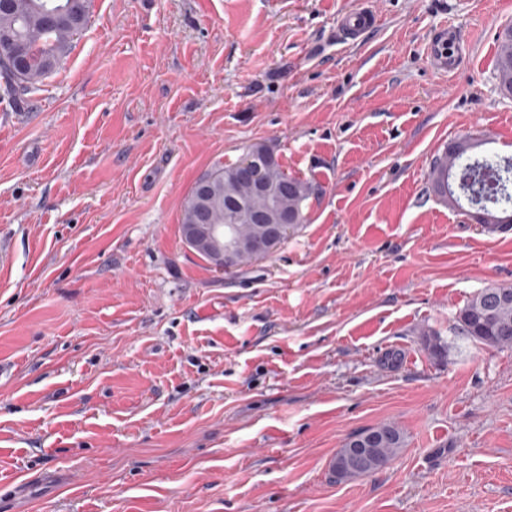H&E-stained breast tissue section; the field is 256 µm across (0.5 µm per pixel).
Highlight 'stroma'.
I'll use <instances>...</instances> for the list:
<instances>
[{
	"label": "stroma",
	"mask_w": 512,
	"mask_h": 512,
	"mask_svg": "<svg viewBox=\"0 0 512 512\" xmlns=\"http://www.w3.org/2000/svg\"><path fill=\"white\" fill-rule=\"evenodd\" d=\"M363 3L94 0L62 68L0 102V512H512V350L457 330L512 285V230L429 189L450 139L512 156V0H374L342 41ZM450 23L448 75L425 45ZM255 146L321 192L218 272L183 203ZM386 422L405 448L333 477ZM377 15L372 2H365V6L347 12L340 21L339 31L347 41H355L360 35L375 27ZM495 76L500 91L512 96V27H507L499 37ZM364 435H370L373 438L363 439L350 444L354 439L362 438ZM375 448L371 461L360 465L346 457L345 449L350 448L351 454L363 461L368 457L370 445ZM405 446V437L401 429L395 424H381L375 427L367 428L356 433L348 442H346L334 455L330 463L333 473L337 479H351L360 476H367L384 468L393 460Z\"/></svg>",
	"instance_id": "1"
}]
</instances>
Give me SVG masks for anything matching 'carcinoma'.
Returning <instances> with one entry per match:
<instances>
[{
  "label": "carcinoma",
  "mask_w": 512,
  "mask_h": 512,
  "mask_svg": "<svg viewBox=\"0 0 512 512\" xmlns=\"http://www.w3.org/2000/svg\"><path fill=\"white\" fill-rule=\"evenodd\" d=\"M93 10V0H0V97L18 102L38 89L45 78L56 72L67 59L72 43L87 24ZM495 76L500 91L512 96V27L499 37ZM482 140L464 135L448 143L443 154L436 159L430 181L433 191L442 201L461 205L462 182L470 179L484 183V174L492 172L500 185L489 189L479 199L468 198L469 206L477 209L471 219L479 224L489 223L492 204L502 208L498 223L512 224V193L508 191L512 174V158L501 168L496 159L482 157L483 163L473 165L474 151ZM210 179L215 185L209 197L204 220H199L201 194L199 183ZM267 179L273 184L288 182V195L281 204L299 211L298 223L305 221L306 202L318 188L311 182L289 175L273 161L267 170ZM267 199L257 194L249 182L240 179L234 165L218 166L196 180L183 204L182 224L230 225L237 238V252L232 266L260 260L240 247L244 241L266 232L265 226L242 218L244 212L267 210ZM458 329L469 339L486 347L512 349V286L484 288L459 311ZM425 346L435 359L446 356L447 345L438 334H428ZM373 438V457L360 465L346 457L345 443L334 455L333 473L338 479L367 476L384 468L405 446V437L395 424H381L354 435Z\"/></svg>",
  "instance_id": "obj_1"
}]
</instances>
